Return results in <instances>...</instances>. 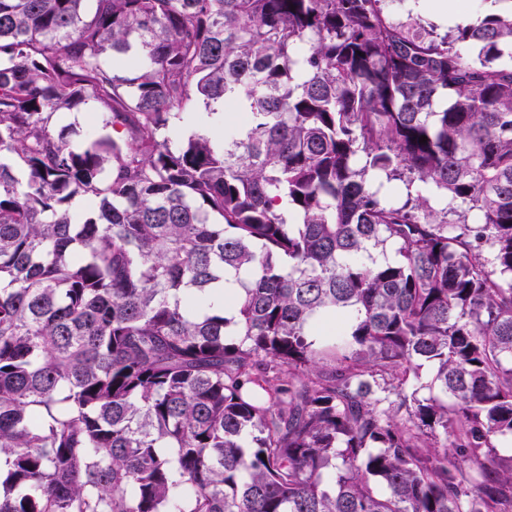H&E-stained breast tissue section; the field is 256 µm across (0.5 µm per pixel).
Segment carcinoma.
Returning a JSON list of instances; mask_svg holds the SVG:
<instances>
[{"instance_id": "cac0c4a2", "label": "carcinoma", "mask_w": 512, "mask_h": 512, "mask_svg": "<svg viewBox=\"0 0 512 512\" xmlns=\"http://www.w3.org/2000/svg\"><path fill=\"white\" fill-rule=\"evenodd\" d=\"M494 2L0 0V512H512Z\"/></svg>"}]
</instances>
